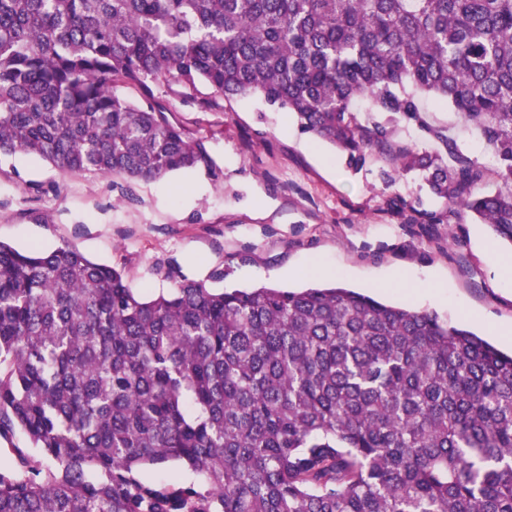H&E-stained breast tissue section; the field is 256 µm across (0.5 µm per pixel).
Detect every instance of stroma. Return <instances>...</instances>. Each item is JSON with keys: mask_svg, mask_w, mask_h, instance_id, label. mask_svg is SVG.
<instances>
[{"mask_svg": "<svg viewBox=\"0 0 512 512\" xmlns=\"http://www.w3.org/2000/svg\"><path fill=\"white\" fill-rule=\"evenodd\" d=\"M118 94L150 98L205 150L204 162L159 180L79 175L16 156L0 161V241L51 250L68 244L121 269L137 294L152 296L188 278L209 288H302L338 283L379 300L436 312L498 348L512 326V285L503 286L495 257H512L489 225L466 212L445 224H407L387 203L401 196L443 210L418 172L386 179V162L369 157L359 169L328 143L301 131L294 116L255 96L224 98L207 85L172 80L151 87L117 84ZM424 126L388 114L400 142L436 152L427 128L453 137L480 163L491 151L459 115L423 100ZM311 260L333 273L312 275ZM261 278L243 277L244 269ZM437 273L448 301L400 288L383 289L385 272Z\"/></svg>", "mask_w": 512, "mask_h": 512, "instance_id": "35a3bbf8", "label": "stroma"}]
</instances>
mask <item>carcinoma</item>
I'll use <instances>...</instances> for the list:
<instances>
[{
	"label": "carcinoma",
	"instance_id": "carcinoma-1",
	"mask_svg": "<svg viewBox=\"0 0 512 512\" xmlns=\"http://www.w3.org/2000/svg\"><path fill=\"white\" fill-rule=\"evenodd\" d=\"M173 78L294 115L355 169L417 170L512 246V0H0V158L160 179L205 159L114 84ZM456 141L396 142L354 104ZM0 512H512V354L340 285L136 294L68 245L0 241ZM178 461L205 483H149ZM422 106L425 111L423 112V119L428 126L455 138L473 158L491 167L490 149L471 134L459 115L448 108L435 107L428 99L422 100Z\"/></svg>",
	"mask_w": 512,
	"mask_h": 512
}]
</instances>
